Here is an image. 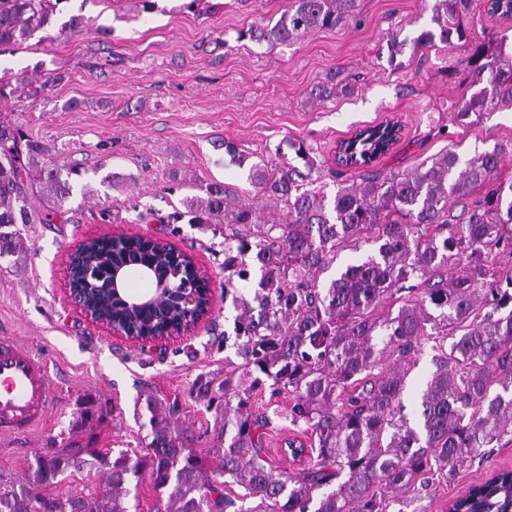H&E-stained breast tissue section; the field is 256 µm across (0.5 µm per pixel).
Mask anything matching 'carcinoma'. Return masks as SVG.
<instances>
[{
  "instance_id": "carcinoma-1",
  "label": "carcinoma",
  "mask_w": 512,
  "mask_h": 512,
  "mask_svg": "<svg viewBox=\"0 0 512 512\" xmlns=\"http://www.w3.org/2000/svg\"><path fill=\"white\" fill-rule=\"evenodd\" d=\"M62 0H0V45L31 37L51 24ZM473 0H431L432 26L413 39L387 35L390 60L407 44L425 51L439 44L461 49L457 64L484 84L458 103L464 125L512 107V50L506 36L469 40L462 22ZM356 0H292L272 25L251 30L270 46L334 29L354 19ZM352 91L349 83L317 87L325 101ZM503 162L486 152L460 168L453 150L406 174L364 173L339 185L333 200L306 188L294 167L255 163L248 177L265 205H232L221 182L199 186L183 205L193 224L224 222V287L235 290L234 330L240 363L224 375L200 377L196 399L220 420L217 465L195 451L197 436L178 399L147 393L145 449L101 453L71 445L35 458L24 480L0 471V512H130V486L148 474L158 498L155 512H387L390 502L434 472L454 478L490 456L512 435V268L494 272L489 251L512 247V185L488 189L455 222L448 213L468 187L492 183ZM39 174L54 208H30L31 175ZM84 170L58 164L40 142L0 117V257L12 256L18 224L69 221L66 204ZM271 211H265V208ZM366 247L361 260L326 284L343 249ZM92 254L73 273L88 300L139 332L161 333L174 319L169 300L135 316L87 273L107 266L153 263L182 267L175 288L194 284L187 256L157 251L150 240L91 244ZM421 289L415 299L405 289ZM402 302L397 312L385 310ZM424 336H450L435 371L420 388L415 424L403 414L404 359ZM394 365L379 368L384 354ZM288 397L286 418L311 433L316 457L294 473L275 472L266 452L271 418L254 408L266 389ZM105 476L94 493L54 492L68 473L86 468ZM236 485L242 492L226 490Z\"/></svg>"
}]
</instances>
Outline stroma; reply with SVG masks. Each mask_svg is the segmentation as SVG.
Here are the masks:
<instances>
[{"mask_svg":"<svg viewBox=\"0 0 512 512\" xmlns=\"http://www.w3.org/2000/svg\"><path fill=\"white\" fill-rule=\"evenodd\" d=\"M291 0H63L51 25L27 40L0 45V78L55 81L34 98H0V114L50 148L61 163L86 174L75 185L66 224H24L21 251L0 258V333L18 337L54 363L60 402L48 430L0 439V471L25 478L35 454L96 436L101 451H142L145 431L137 402L144 393L178 398L211 456L215 416L191 393L194 380L237 362L234 292L224 289V227L176 220L183 198L202 183L234 190L237 204H261L247 178L250 164L296 163L293 144L310 149V187L334 197L336 146L357 130L394 121L397 143L371 170L408 173L455 148L461 162L503 150L497 179L512 182V107L481 122L455 119L471 79L457 68L459 51L439 46L405 53L400 64L384 50L388 31L412 38L430 25L424 0H357L349 24L287 45L247 38L262 22L276 21ZM86 26L67 28L71 16ZM471 40L492 32L512 40V16L490 17L475 0L463 19ZM352 79L354 93L315 102L310 90L331 77ZM234 142L246 166L230 161ZM124 175L123 190L101 185L97 167ZM119 231L167 239L192 256L210 277L217 306L194 337L160 348L131 346L87 323L66 300V251L81 239ZM102 410L106 432L92 434L78 415L83 400ZM268 454L277 470L297 469L283 452L310 433L283 415L288 401L273 398ZM512 469V444L455 480L429 475V485L405 495L389 512H448V502L492 471Z\"/></svg>","mask_w":512,"mask_h":512,"instance_id":"1","label":"stroma"}]
</instances>
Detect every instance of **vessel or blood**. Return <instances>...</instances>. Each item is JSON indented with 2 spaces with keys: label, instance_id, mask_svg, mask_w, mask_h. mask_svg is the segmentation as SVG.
<instances>
[{
  "label": "vessel or blood",
  "instance_id": "obj_1",
  "mask_svg": "<svg viewBox=\"0 0 512 512\" xmlns=\"http://www.w3.org/2000/svg\"><path fill=\"white\" fill-rule=\"evenodd\" d=\"M56 408L50 360L0 336V435L27 436L44 429Z\"/></svg>",
  "mask_w": 512,
  "mask_h": 512
}]
</instances>
